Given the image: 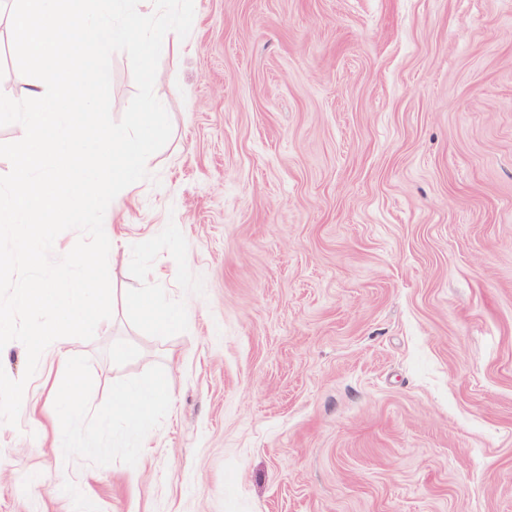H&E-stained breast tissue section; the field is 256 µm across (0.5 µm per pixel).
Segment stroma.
Instances as JSON below:
<instances>
[{"mask_svg": "<svg viewBox=\"0 0 512 512\" xmlns=\"http://www.w3.org/2000/svg\"><path fill=\"white\" fill-rule=\"evenodd\" d=\"M194 7L113 315L64 340L92 407L158 364L169 411L135 466L65 458L44 351L0 512H512V0ZM135 93L114 53L113 119Z\"/></svg>", "mask_w": 512, "mask_h": 512, "instance_id": "35a3bbf8", "label": "stroma"}]
</instances>
